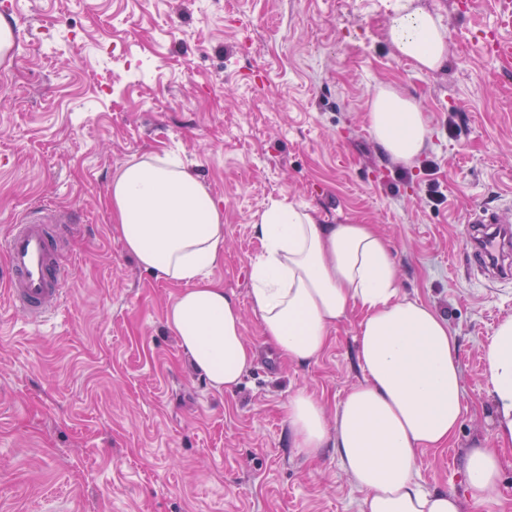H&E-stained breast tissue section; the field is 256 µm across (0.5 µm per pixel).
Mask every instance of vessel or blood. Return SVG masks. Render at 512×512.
I'll list each match as a JSON object with an SVG mask.
<instances>
[{
  "mask_svg": "<svg viewBox=\"0 0 512 512\" xmlns=\"http://www.w3.org/2000/svg\"><path fill=\"white\" fill-rule=\"evenodd\" d=\"M0 251V287L11 307L34 325L49 322L67 300V284L73 265L66 262L68 227L63 217L49 207L28 213L11 225Z\"/></svg>",
  "mask_w": 512,
  "mask_h": 512,
  "instance_id": "vessel-or-blood-1",
  "label": "vessel or blood"
}]
</instances>
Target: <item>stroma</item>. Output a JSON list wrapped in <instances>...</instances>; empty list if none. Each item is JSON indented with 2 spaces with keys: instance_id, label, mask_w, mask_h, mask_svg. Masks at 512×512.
<instances>
[{
  "instance_id": "obj_1",
  "label": "stroma",
  "mask_w": 512,
  "mask_h": 512,
  "mask_svg": "<svg viewBox=\"0 0 512 512\" xmlns=\"http://www.w3.org/2000/svg\"><path fill=\"white\" fill-rule=\"evenodd\" d=\"M448 57L433 71L388 37L397 0H0V244L43 205L73 226L75 273L56 318L27 324L0 291V512H362L335 451L299 455L286 407L304 388L334 416L365 373L358 312L305 365L281 359L251 307L253 228L272 201L389 241L400 296L430 304L459 348L463 416L424 450L417 480L463 497L464 459L497 449L512 512V442L499 440L482 353L512 317V280L476 269L472 212L512 202V38L499 0H419ZM414 100L430 134L396 161L369 122L379 88ZM179 157L224 210L223 262L257 359L231 392L197 374L165 312L181 285L142 269L112 218L129 161Z\"/></svg>"
}]
</instances>
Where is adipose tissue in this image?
<instances>
[{
	"label": "adipose tissue",
	"mask_w": 512,
	"mask_h": 512,
	"mask_svg": "<svg viewBox=\"0 0 512 512\" xmlns=\"http://www.w3.org/2000/svg\"><path fill=\"white\" fill-rule=\"evenodd\" d=\"M388 38L419 69L440 67L445 32L429 11L408 0ZM378 144L410 162L428 142L418 105L380 89L369 115ZM112 211L126 250L140 267L181 284L166 325L194 369L220 392L235 389L254 363L242 336L236 299L205 272L224 258V211L203 182L178 161L151 154L112 179ZM264 251L251 265V303L261 332L287 360L304 365L325 350L351 309L362 316L357 359L365 380L351 387L334 419L306 389L288 399V434L305 457L335 448L363 494V512H461L499 491L501 462L478 444L464 460L465 495L429 492L415 480L417 460L441 448L462 419L458 346L433 307L398 294L388 241L370 224H327L316 212L279 201L254 224ZM498 439L512 442V317L499 323L483 355Z\"/></svg>",
	"instance_id": "1"
}]
</instances>
